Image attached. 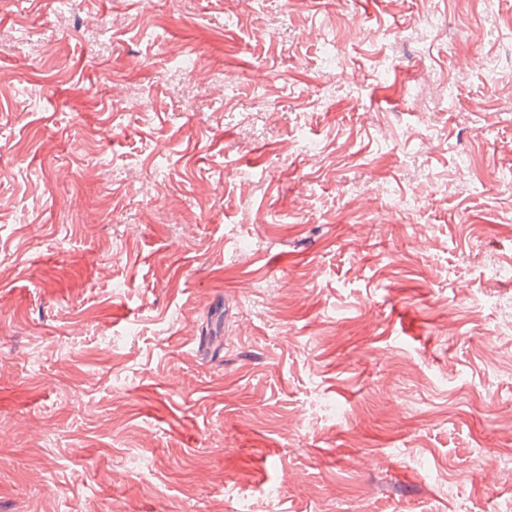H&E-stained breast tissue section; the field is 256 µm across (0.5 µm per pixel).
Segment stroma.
<instances>
[{
    "instance_id": "stroma-1",
    "label": "stroma",
    "mask_w": 512,
    "mask_h": 512,
    "mask_svg": "<svg viewBox=\"0 0 512 512\" xmlns=\"http://www.w3.org/2000/svg\"><path fill=\"white\" fill-rule=\"evenodd\" d=\"M430 7L0 0V512H512V0Z\"/></svg>"
}]
</instances>
